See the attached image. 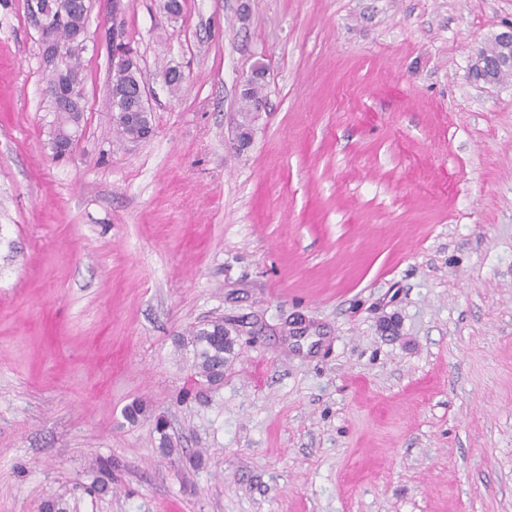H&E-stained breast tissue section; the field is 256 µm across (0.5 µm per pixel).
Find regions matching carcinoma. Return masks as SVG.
Instances as JSON below:
<instances>
[{
    "instance_id": "cac0c4a2",
    "label": "carcinoma",
    "mask_w": 512,
    "mask_h": 512,
    "mask_svg": "<svg viewBox=\"0 0 512 512\" xmlns=\"http://www.w3.org/2000/svg\"><path fill=\"white\" fill-rule=\"evenodd\" d=\"M71 2L72 0H51L55 13L63 15V20L56 26L55 38L61 45L69 47L68 84L79 87V52L71 46V41L73 33L84 24L85 17L82 12L71 7ZM140 83L141 67L137 63L111 70V105L118 108V111L112 113V126L123 139L133 140L139 137L141 130L151 124L150 113L140 111L132 96L133 89ZM262 90L263 86L257 82L240 93L244 109L239 129L244 144L250 139V113L256 111V103L261 100ZM79 120L80 116L75 112H57L53 132L72 129ZM179 341L185 347L193 346L195 367L200 378L211 383L224 376V366L234 355L235 341L231 333L224 329L223 318L218 317L201 327L190 329L188 336L179 337Z\"/></svg>"
}]
</instances>
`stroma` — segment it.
<instances>
[{
	"instance_id": "stroma-1",
	"label": "stroma",
	"mask_w": 512,
	"mask_h": 512,
	"mask_svg": "<svg viewBox=\"0 0 512 512\" xmlns=\"http://www.w3.org/2000/svg\"><path fill=\"white\" fill-rule=\"evenodd\" d=\"M181 2L92 0L59 158L38 28L0 0V512H512V78L470 71L512 0ZM217 317L204 388L176 339ZM112 35V36H111ZM112 53L110 96L111 109L115 106L119 112H112V126L114 131L124 140L138 138L143 128L151 125L150 111L141 112L135 105L132 96L133 89L142 84L141 67L138 63L127 67H116L112 64L129 63L138 58L137 52L127 43L118 40L113 31L109 33ZM263 86H261L260 82L250 84L245 90H242L240 93L241 99L244 102V109L242 113V120L239 123V129L241 131V143L244 145L248 142L251 136V127H250V112H259L260 114L264 108V102L258 103L256 107V103L262 98L259 95H262Z\"/></svg>"
}]
</instances>
